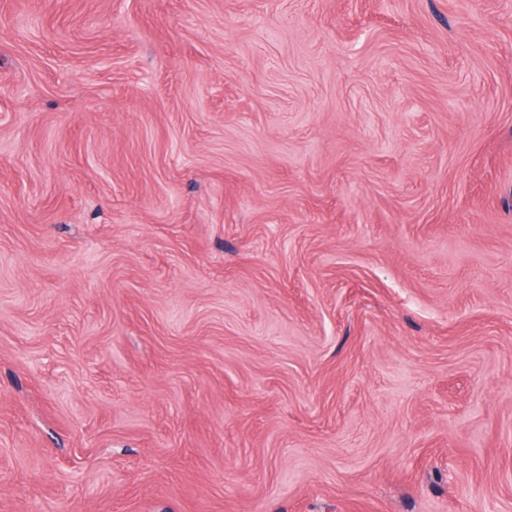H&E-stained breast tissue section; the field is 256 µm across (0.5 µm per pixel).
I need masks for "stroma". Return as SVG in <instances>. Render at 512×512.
Listing matches in <instances>:
<instances>
[{
	"mask_svg": "<svg viewBox=\"0 0 512 512\" xmlns=\"http://www.w3.org/2000/svg\"><path fill=\"white\" fill-rule=\"evenodd\" d=\"M0 512H512V0H0Z\"/></svg>",
	"mask_w": 512,
	"mask_h": 512,
	"instance_id": "stroma-1",
	"label": "stroma"
}]
</instances>
